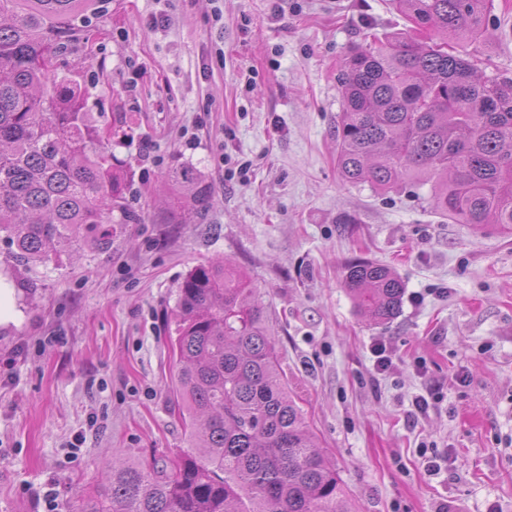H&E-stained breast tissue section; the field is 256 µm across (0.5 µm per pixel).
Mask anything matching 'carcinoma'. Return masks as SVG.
Returning a JSON list of instances; mask_svg holds the SVG:
<instances>
[{
    "label": "carcinoma",
    "mask_w": 512,
    "mask_h": 512,
    "mask_svg": "<svg viewBox=\"0 0 512 512\" xmlns=\"http://www.w3.org/2000/svg\"><path fill=\"white\" fill-rule=\"evenodd\" d=\"M392 2L441 39L393 31L351 51L340 77V176L382 193L429 183L441 216L512 235V78L485 77L444 50L482 31L493 0ZM101 8L102 0H0V238L17 266L107 251L112 225L140 221L112 155L99 148L88 89L45 66L50 53L84 40ZM166 184L172 210L201 216L210 206L197 169L176 166ZM344 286L376 323L399 312L404 283L385 265L349 262ZM178 307L172 392L194 451L162 465L112 463L105 493L80 512H352L288 395L247 276L227 261L199 264Z\"/></svg>",
    "instance_id": "obj_1"
}]
</instances>
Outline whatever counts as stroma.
Masks as SVG:
<instances>
[{
    "label": "stroma",
    "instance_id": "obj_1",
    "mask_svg": "<svg viewBox=\"0 0 512 512\" xmlns=\"http://www.w3.org/2000/svg\"><path fill=\"white\" fill-rule=\"evenodd\" d=\"M408 27L392 0H110L86 61H69L141 221L109 251L15 275L0 240V289L14 291L0 512H76L112 461L189 452L172 394L178 288L222 258L256 288L355 512H512V237L440 217L429 187L384 194L336 171L343 62L369 34ZM453 49L512 76V0H493L481 34ZM179 165L205 175L213 204L162 224ZM356 258L403 280L390 322L357 312L343 284ZM430 391L437 402L408 421Z\"/></svg>",
    "mask_w": 512,
    "mask_h": 512
}]
</instances>
